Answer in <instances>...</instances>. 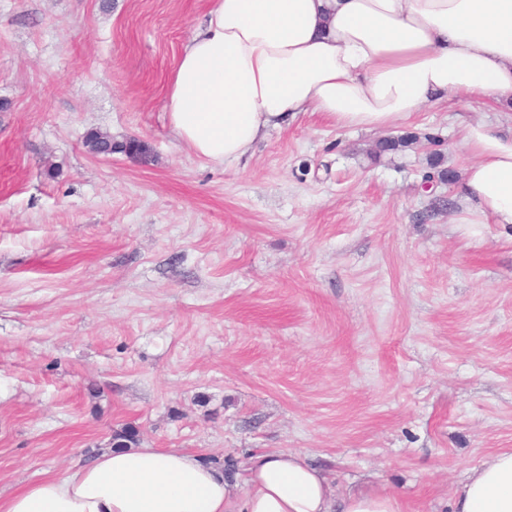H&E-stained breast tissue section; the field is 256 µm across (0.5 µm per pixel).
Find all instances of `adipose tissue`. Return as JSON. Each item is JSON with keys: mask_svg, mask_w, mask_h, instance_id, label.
<instances>
[{"mask_svg": "<svg viewBox=\"0 0 512 512\" xmlns=\"http://www.w3.org/2000/svg\"><path fill=\"white\" fill-rule=\"evenodd\" d=\"M482 101L512 111V0H209L164 96L175 136L239 163L305 112L386 129L421 106ZM473 155L459 189L475 224L512 226V118L462 121ZM0 512H399L387 494L338 496L297 452L244 472L171 448H115L0 498ZM453 512H512V449L473 468Z\"/></svg>", "mask_w": 512, "mask_h": 512, "instance_id": "ef3b65f1", "label": "adipose tissue"}]
</instances>
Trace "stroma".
I'll list each match as a JSON object with an SVG mask.
<instances>
[{"mask_svg":"<svg viewBox=\"0 0 512 512\" xmlns=\"http://www.w3.org/2000/svg\"><path fill=\"white\" fill-rule=\"evenodd\" d=\"M207 8L0 0V497L130 425L240 471L297 451L340 494L451 512L512 449V226L463 223L457 194L460 114L501 115L307 112L205 161L163 102ZM92 130L118 152H89Z\"/></svg>","mask_w":512,"mask_h":512,"instance_id":"35a3bbf8","label":"stroma"}]
</instances>
